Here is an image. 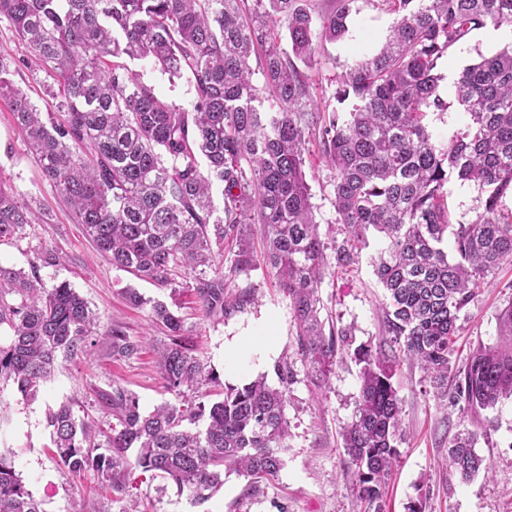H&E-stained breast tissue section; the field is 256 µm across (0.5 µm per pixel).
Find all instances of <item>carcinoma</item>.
<instances>
[{"label":"carcinoma","mask_w":512,"mask_h":512,"mask_svg":"<svg viewBox=\"0 0 512 512\" xmlns=\"http://www.w3.org/2000/svg\"><path fill=\"white\" fill-rule=\"evenodd\" d=\"M353 2L336 0L331 13L316 16L302 0H0V20L13 27L21 52L0 56V98L42 177L109 264L172 296L190 293L214 323L254 304L253 288L232 283L257 266L249 233L260 225L264 265L292 303L302 355L321 382L346 340L324 330L323 273L332 260L338 268L353 264L367 232L380 234L373 272L386 292L389 340L357 356L361 384L342 443L361 512H383L404 438L392 383L399 358L417 363L464 413L512 398V303L499 315L503 343L477 347L455 372L450 364L459 313L512 263V214L499 209L512 192V47L454 78V101L467 120L448 143L423 123L451 107L440 92L438 61L475 29L512 25V0H378L393 15L385 43L341 76L335 100L342 108H320L296 62L312 65L322 43L347 36ZM122 57L149 58L172 79L189 76L192 106L161 99ZM21 64L51 80L53 111L15 88L10 76ZM268 98L276 104L265 108ZM312 141L334 171L344 238L331 245L322 239L304 170ZM452 180L477 187L482 203L474 221L454 228L445 206ZM37 223L33 208L0 180V246L18 245ZM447 234L451 256L442 247ZM233 244L226 271L216 258ZM60 263L42 244L26 270L0 264V328L11 332L0 343V383H12L23 402L100 342L114 360L143 349L120 329L100 331L96 313L69 283L45 286L40 271ZM123 294L132 305L150 306L152 322L165 331L158 368L175 402L145 413L136 395L112 386L98 395L112 417L102 443L92 423L61 403L46 414L58 464L75 477L96 475L112 498L128 501L122 512H149L134 467L172 482L194 504L221 490L226 469L249 478L253 489L277 476L294 379L288 362L273 366L278 388L263 377L226 384L196 355L178 312L132 287ZM477 441L467 432L448 442V465L464 479L489 471ZM0 512H43L1 453Z\"/></svg>","instance_id":"1"}]
</instances>
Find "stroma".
I'll return each mask as SVG.
<instances>
[{
	"instance_id": "35a3bbf8",
	"label": "stroma",
	"mask_w": 512,
	"mask_h": 512,
	"mask_svg": "<svg viewBox=\"0 0 512 512\" xmlns=\"http://www.w3.org/2000/svg\"><path fill=\"white\" fill-rule=\"evenodd\" d=\"M350 36L342 42L324 43L317 63L307 76L318 104L332 103L341 75L362 55L373 53L383 42L391 15L377 9L373 0H356ZM512 44V26H487L470 32L449 49L437 70L444 75L440 89L451 94L447 75L476 63ZM130 70L151 85L163 100L189 107L193 88L189 78L169 80L151 60L131 61ZM307 181L314 213L323 239L340 237L332 186L333 172L317 147L305 154ZM0 171L5 184L22 202H36L44 221L19 245L0 248V263L24 268L34 247L48 243L60 251V265L44 268L46 286L68 282L84 297L105 327H121L138 339H163L153 326L148 308L129 305L122 290L134 286L148 297L158 296L151 283L133 280L126 272L112 268L95 249L82 225L73 222L68 208L55 190L44 182L39 166L14 128L6 103L0 101ZM238 287L251 286L257 300L242 313L216 324L204 319L187 294H180L179 313L205 363L224 382L242 385L265 377L277 385L273 372L276 361L284 359L294 370L285 409L289 435L284 453L285 466L278 477L249 491L248 480L237 472L224 474V487L210 501L190 505L176 493L174 485L152 492L155 512H356L353 484L344 474L346 455L340 431L355 415L359 394L360 367L355 349L382 344L383 325L379 308L383 291L370 265L369 251L358 264L347 269L328 266L319 295L326 323L345 330L348 346L337 360L327 382L317 384L298 349V327L291 303L265 266L239 274ZM512 303V264L503 266L493 283L482 289L460 312L458 342L452 366H462L473 349L499 340L498 315ZM394 387L402 401L405 440L400 443L399 463L393 473L386 500V512H408L421 503L423 512H512V399L481 412L479 417L462 413L439 400L420 367L401 363L394 371ZM121 385L139 399L143 411L167 400L151 348L138 356L115 361L105 351H96L88 361L68 363L33 402L20 401L12 384H0V407L10 420L0 426V450L10 453L44 512H78L80 505L94 498L92 484L69 476L57 464L49 449L50 436L45 415L49 407L69 401L76 418L94 419L101 429L112 420L103 414L97 394ZM479 432L477 453L491 466L489 476L465 481L446 464L448 441L462 431Z\"/></svg>"
}]
</instances>
